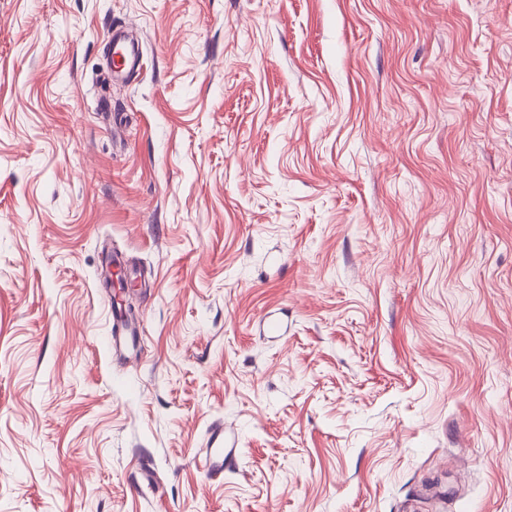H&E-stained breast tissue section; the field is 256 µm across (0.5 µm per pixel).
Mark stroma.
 <instances>
[{
    "label": "stroma",
    "instance_id": "35a3bbf8",
    "mask_svg": "<svg viewBox=\"0 0 512 512\" xmlns=\"http://www.w3.org/2000/svg\"><path fill=\"white\" fill-rule=\"evenodd\" d=\"M0 512H512V0H0ZM108 45L112 48V61L109 62L112 79H123L139 65L138 50L118 26L108 29ZM224 426H215L209 436L205 454L197 459L198 467L205 475H218L224 472V447L234 448L237 440L232 432H225Z\"/></svg>",
    "mask_w": 512,
    "mask_h": 512
}]
</instances>
